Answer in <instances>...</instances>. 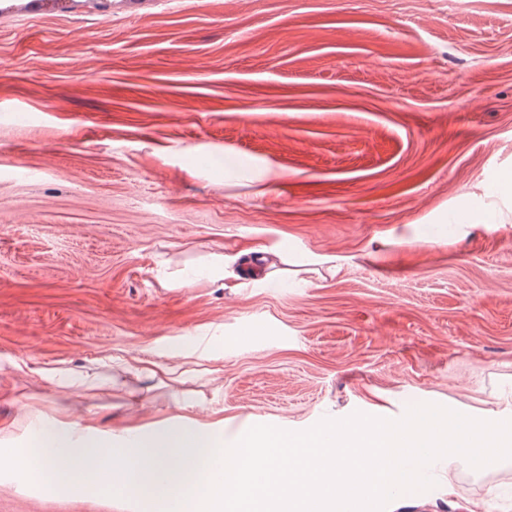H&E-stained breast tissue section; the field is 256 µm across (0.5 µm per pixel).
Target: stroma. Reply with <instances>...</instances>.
I'll list each match as a JSON object with an SVG mask.
<instances>
[{"instance_id": "35a3bbf8", "label": "stroma", "mask_w": 512, "mask_h": 512, "mask_svg": "<svg viewBox=\"0 0 512 512\" xmlns=\"http://www.w3.org/2000/svg\"><path fill=\"white\" fill-rule=\"evenodd\" d=\"M508 176L512 0H0V444L183 400L228 444L512 419ZM259 247L282 276L234 261ZM0 512L156 509L0 473ZM387 512H512V459ZM12 367L15 371L33 374L35 376H38L40 379L47 380L63 388L75 384L89 387L92 383V381L87 379V377L82 378L78 383H76L72 379L73 374L71 373L70 369L61 366L35 367L22 361L13 363Z\"/></svg>"}]
</instances>
